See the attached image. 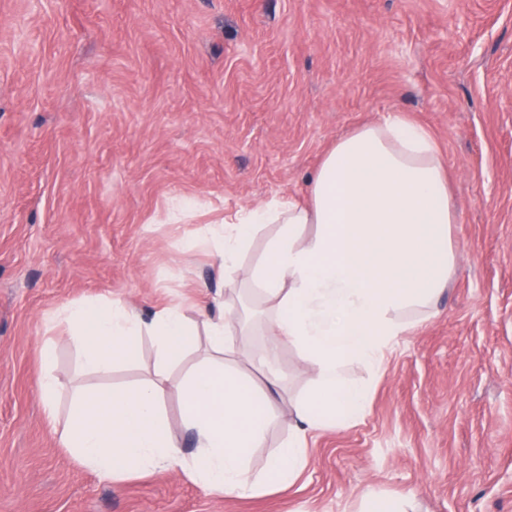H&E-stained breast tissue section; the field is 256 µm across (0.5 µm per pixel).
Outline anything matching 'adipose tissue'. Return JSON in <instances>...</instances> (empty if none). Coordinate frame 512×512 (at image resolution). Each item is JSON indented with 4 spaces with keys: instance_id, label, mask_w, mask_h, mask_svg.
<instances>
[{
    "instance_id": "ef3b65f1",
    "label": "adipose tissue",
    "mask_w": 512,
    "mask_h": 512,
    "mask_svg": "<svg viewBox=\"0 0 512 512\" xmlns=\"http://www.w3.org/2000/svg\"><path fill=\"white\" fill-rule=\"evenodd\" d=\"M456 221L448 170L426 127L396 112L353 128L324 154L304 198L275 197L207 229L220 271L233 273L264 227H276L247 288L269 307L268 340L244 357L262 373L263 386L237 368L243 357L235 339L251 330L237 314L198 327L181 302L148 319L115 298L69 303L45 323L78 337L88 370L110 373L131 360V346L144 336L154 337L157 353L153 376L138 385L76 390L61 446L112 479L180 468L214 496L288 488L306 465L309 435L347 429L369 410L373 389L351 380L347 365L379 368L447 288ZM199 333L206 358L171 379L170 366ZM287 343L313 367L315 387L294 407L292 436L257 476L249 457L271 425L270 396L281 383L271 363ZM169 394L182 401L193 456H185L161 412Z\"/></svg>"
}]
</instances>
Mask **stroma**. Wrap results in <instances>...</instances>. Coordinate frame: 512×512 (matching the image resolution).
I'll use <instances>...</instances> for the list:
<instances>
[{
  "label": "stroma",
  "instance_id": "stroma-1",
  "mask_svg": "<svg viewBox=\"0 0 512 512\" xmlns=\"http://www.w3.org/2000/svg\"><path fill=\"white\" fill-rule=\"evenodd\" d=\"M397 111L448 162L456 260L379 372L348 364L367 414L311 438L288 489L246 498L79 465L60 445L74 390L138 383L157 345L99 377L45 317L212 298L230 282L194 244L205 225L302 196L336 139ZM180 198L197 207L170 221ZM274 366L258 473L314 377L288 344ZM370 488L400 512H512V0H0V512H359Z\"/></svg>",
  "mask_w": 512,
  "mask_h": 512
}]
</instances>
